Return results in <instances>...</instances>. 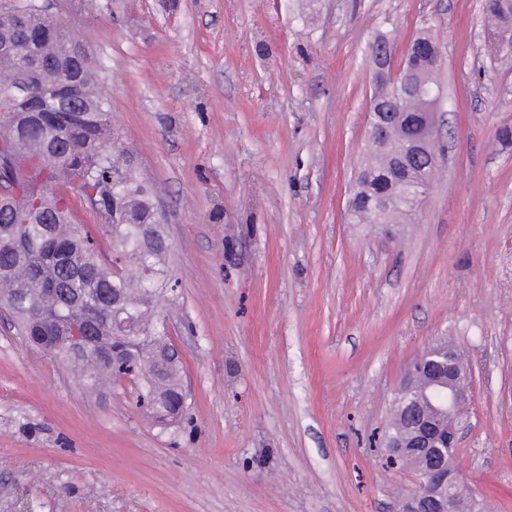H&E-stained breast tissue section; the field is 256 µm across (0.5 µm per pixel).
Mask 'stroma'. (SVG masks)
<instances>
[{"label":"stroma","mask_w":512,"mask_h":512,"mask_svg":"<svg viewBox=\"0 0 512 512\" xmlns=\"http://www.w3.org/2000/svg\"><path fill=\"white\" fill-rule=\"evenodd\" d=\"M71 13L161 207L186 409L86 390L0 320V512H397L380 466L432 343L475 402L461 477L512 512V53L481 0H113ZM441 62L436 178L412 224H351L375 38Z\"/></svg>","instance_id":"1"}]
</instances>
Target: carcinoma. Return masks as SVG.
Instances as JSON below:
<instances>
[{
  "instance_id": "1",
  "label": "carcinoma",
  "mask_w": 512,
  "mask_h": 512,
  "mask_svg": "<svg viewBox=\"0 0 512 512\" xmlns=\"http://www.w3.org/2000/svg\"><path fill=\"white\" fill-rule=\"evenodd\" d=\"M80 12L112 13V0H76ZM488 38L512 28V0H483ZM54 68L50 98L31 86V111H9L0 100V305L17 334L48 352L91 389L123 372L112 367V302L119 303L143 337L130 374L140 406L157 413L181 408L182 362L161 320L176 284L171 248L148 243L153 223L151 187L130 168L112 180L125 149L112 127L100 70L88 45L74 38L59 12L30 7L18 15L0 10V72L23 74L33 58ZM418 98L404 104L385 148L359 170L348 206L351 224H399L419 215L400 197L394 167L404 142L421 132ZM431 154H421L414 174L433 179ZM106 226L100 239L81 212ZM148 270L141 281L112 276V264ZM77 336L73 342L70 337Z\"/></svg>"
}]
</instances>
